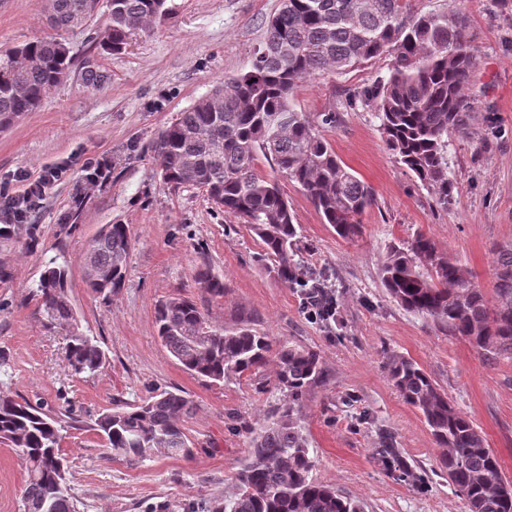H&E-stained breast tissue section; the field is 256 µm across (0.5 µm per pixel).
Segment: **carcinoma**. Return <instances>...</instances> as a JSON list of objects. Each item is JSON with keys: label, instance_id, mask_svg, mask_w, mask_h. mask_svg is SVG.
Here are the masks:
<instances>
[{"label": "carcinoma", "instance_id": "cac0c4a2", "mask_svg": "<svg viewBox=\"0 0 512 512\" xmlns=\"http://www.w3.org/2000/svg\"><path fill=\"white\" fill-rule=\"evenodd\" d=\"M93 0H47L42 10L58 32L79 28ZM166 0H108L100 47L118 52L138 30L166 12ZM411 0H279L265 22L250 69L227 78L166 126L153 143L164 182L174 189L201 188L224 213L259 239L263 271L288 286L319 287L331 297L321 272L297 253L299 226L280 182L257 169L271 161L299 185L321 220L352 241L362 217L375 205L373 189L336 154L323 131L336 126L334 112L314 118L296 109L294 97L307 78L342 74L385 52L395 54L388 77L353 92L352 102L372 107L384 142L398 163L431 191L437 207L454 200L448 175V135L475 137L473 99L480 57L462 7L415 13ZM71 66L59 37H41L0 53V129L37 109ZM131 238L126 224H110L84 254L86 287L96 293L123 288ZM388 295L402 308L437 323L471 345L486 360L512 357V243L495 248L492 293L459 260L422 231L391 242L380 268ZM196 283L214 297L224 282L207 267ZM51 322L71 331L67 360L72 373L95 375L106 365L98 342L79 329L68 297V271L54 261L36 289ZM157 335L191 375L210 383L253 377L277 360L283 400L251 439L237 476V492L215 500L207 512H361L358 504L312 476L315 466L302 420L304 398L323 376L320 355L261 335L240 319L214 324L192 299L172 296L156 305ZM392 385L417 409L437 445L446 449L441 468L467 512H512V486L498 456L473 422L441 392L414 360L393 354L385 363ZM193 403L175 391L154 392L136 404L100 414L92 430L112 456L144 461L192 454L182 426ZM64 419L41 403L19 401L0 389V443L27 463L22 512H79L61 453ZM380 454L405 473L408 467L391 440Z\"/></svg>", "mask_w": 512, "mask_h": 512}]
</instances>
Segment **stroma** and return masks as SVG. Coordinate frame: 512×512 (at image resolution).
<instances>
[{"label":"stroma","instance_id":"35a3bbf8","mask_svg":"<svg viewBox=\"0 0 512 512\" xmlns=\"http://www.w3.org/2000/svg\"><path fill=\"white\" fill-rule=\"evenodd\" d=\"M279 0H166L160 22L119 52L96 48L107 15L100 0L88 24L65 41L72 66L39 107L0 132V180L68 165L12 238H0V388L16 399L72 414L61 450L69 462L80 512H203L233 497L236 474L253 433L280 402L276 367L211 386L190 375L162 345L155 328L158 300L193 297L215 323L248 318L277 340L310 348L324 375L303 407L313 476L364 512H467L440 466L443 450L422 415L405 403L384 364L398 353L415 360L472 420L512 483V358L484 361L465 341L394 302L379 275L386 246L417 230L457 257L483 288L492 285L496 244L512 241V0H466L481 58L475 82L479 139L450 135L448 173L456 201L437 208L431 192L388 150L371 108L351 105L357 88L389 75L384 55L339 75L301 84L298 110L334 112L326 130L340 159L376 194L360 238L348 242L324 224L297 184L282 187L300 229L298 247L330 279L336 319L311 322L303 291L263 274L260 245L238 220L196 187L172 189L151 150L158 132L224 79L246 72ZM51 33L40 0H0V49ZM106 81L86 88L83 68ZM102 157L105 182L92 184L83 164ZM111 224L131 233L124 287L96 294L84 283L89 241ZM37 246H30V236ZM66 265L69 296L82 330L107 356L94 376L72 375L65 357L68 327L48 323L35 296L49 261ZM224 283V294L202 292V265ZM181 390L195 403L183 426L194 453L157 454L141 463L112 458L91 425L102 412L153 390ZM390 432L410 466L393 473L379 453ZM26 463L0 445V512H22Z\"/></svg>","mask_w":512,"mask_h":512}]
</instances>
